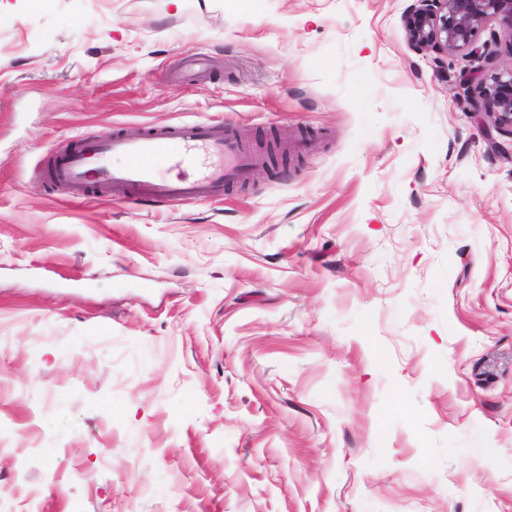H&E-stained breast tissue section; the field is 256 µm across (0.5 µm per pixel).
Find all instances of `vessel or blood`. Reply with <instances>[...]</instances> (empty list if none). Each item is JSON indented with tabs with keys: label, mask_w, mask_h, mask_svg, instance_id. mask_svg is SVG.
I'll return each mask as SVG.
<instances>
[{
	"label": "vessel or blood",
	"mask_w": 512,
	"mask_h": 512,
	"mask_svg": "<svg viewBox=\"0 0 512 512\" xmlns=\"http://www.w3.org/2000/svg\"><path fill=\"white\" fill-rule=\"evenodd\" d=\"M250 157L227 127L207 121L161 125L130 138L111 134L52 155L48 178L72 195L208 201L246 179Z\"/></svg>",
	"instance_id": "vessel-or-blood-1"
}]
</instances>
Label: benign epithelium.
<instances>
[{"label": "benign epithelium", "instance_id": "benign-epithelium-1", "mask_svg": "<svg viewBox=\"0 0 512 512\" xmlns=\"http://www.w3.org/2000/svg\"><path fill=\"white\" fill-rule=\"evenodd\" d=\"M404 18L407 39L418 48L446 52L467 50L477 66L467 71L475 112L492 104L498 132L512 135V70L482 77L483 52L477 45L481 27L496 21L512 39V0H417Z\"/></svg>", "mask_w": 512, "mask_h": 512}]
</instances>
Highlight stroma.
<instances>
[{"instance_id":"obj_1","label":"stroma","mask_w":512,"mask_h":512,"mask_svg":"<svg viewBox=\"0 0 512 512\" xmlns=\"http://www.w3.org/2000/svg\"><path fill=\"white\" fill-rule=\"evenodd\" d=\"M410 3L6 0L0 512H512V158ZM478 44L512 69L497 22ZM198 120L268 176L160 204L44 176Z\"/></svg>"}]
</instances>
